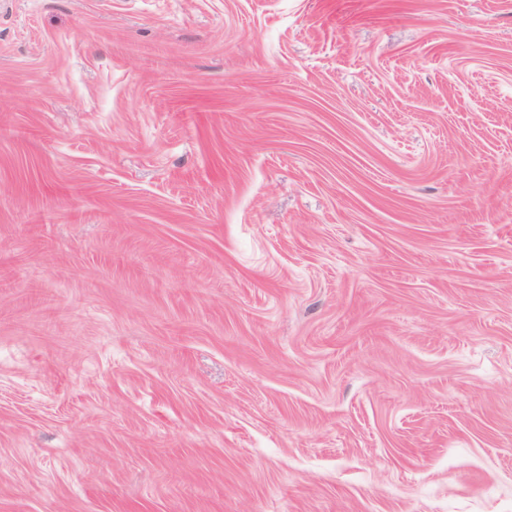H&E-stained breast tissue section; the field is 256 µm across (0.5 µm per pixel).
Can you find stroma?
Returning a JSON list of instances; mask_svg holds the SVG:
<instances>
[{"mask_svg":"<svg viewBox=\"0 0 512 512\" xmlns=\"http://www.w3.org/2000/svg\"><path fill=\"white\" fill-rule=\"evenodd\" d=\"M0 512H512V0H0Z\"/></svg>","mask_w":512,"mask_h":512,"instance_id":"obj_1","label":"stroma"}]
</instances>
